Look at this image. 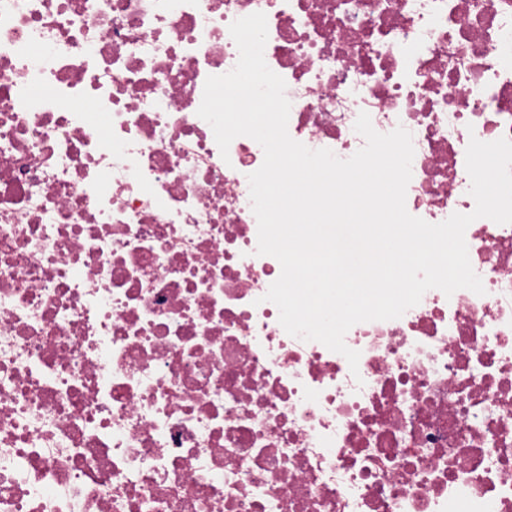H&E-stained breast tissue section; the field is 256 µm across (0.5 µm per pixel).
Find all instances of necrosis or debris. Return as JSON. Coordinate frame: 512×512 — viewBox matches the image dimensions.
Listing matches in <instances>:
<instances>
[{
  "label": "necrosis or debris",
  "mask_w": 512,
  "mask_h": 512,
  "mask_svg": "<svg viewBox=\"0 0 512 512\" xmlns=\"http://www.w3.org/2000/svg\"><path fill=\"white\" fill-rule=\"evenodd\" d=\"M256 12L292 139L411 133V215L512 141V0H0V512H512V224L465 231L484 294L351 327L357 369L287 334L263 149L197 114Z\"/></svg>",
  "instance_id": "4bbe7bcc"
}]
</instances>
